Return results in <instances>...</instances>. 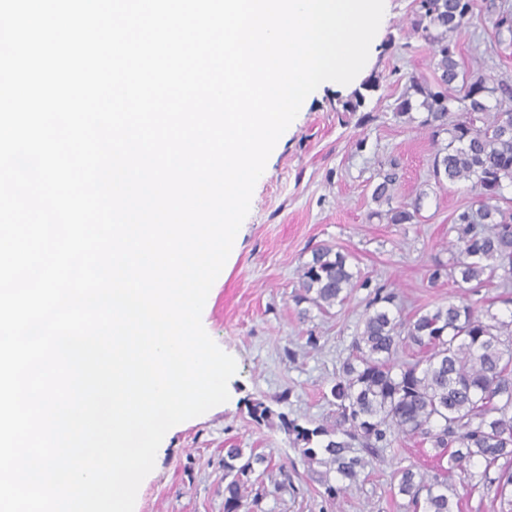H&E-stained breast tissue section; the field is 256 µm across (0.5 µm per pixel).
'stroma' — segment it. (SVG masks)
Returning <instances> with one entry per match:
<instances>
[{"instance_id": "obj_1", "label": "stroma", "mask_w": 512, "mask_h": 512, "mask_svg": "<svg viewBox=\"0 0 512 512\" xmlns=\"http://www.w3.org/2000/svg\"><path fill=\"white\" fill-rule=\"evenodd\" d=\"M414 9V0H389L387 19L370 47L366 68L382 77L366 101L371 121L362 125L358 114L337 111L336 90L326 87L278 140L255 184L238 248L202 312L207 333L238 365L228 385L230 399L164 437L134 512H224V451L232 447L254 449L270 462L239 512H406L391 475L409 467L425 470L433 448L395 439L384 451L385 464L331 500L279 424H256L247 404L261 400L315 425L334 411L327 394L371 295L369 288L358 289L329 313L314 310L300 319L294 300L298 273L318 245L348 253L372 286L398 292L405 314L465 293L476 306L512 316L511 307L496 301L497 283L477 288L427 279L428 266L449 257L454 211L470 205L474 193L463 184L436 183L428 130L392 116L409 75L433 74L428 46L409 33ZM457 60L468 71L512 76V44L497 43L488 19L462 36ZM393 158L399 163L394 197L388 204L374 201L378 173ZM413 202L419 209L411 223L377 217L389 204ZM277 481L285 488L275 494Z\"/></svg>"}]
</instances>
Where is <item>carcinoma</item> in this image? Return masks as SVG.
<instances>
[{
	"instance_id": "1",
	"label": "carcinoma",
	"mask_w": 512,
	"mask_h": 512,
	"mask_svg": "<svg viewBox=\"0 0 512 512\" xmlns=\"http://www.w3.org/2000/svg\"><path fill=\"white\" fill-rule=\"evenodd\" d=\"M411 32L430 47L433 77L411 75L393 117L419 122L430 130L436 150L432 174L437 182L468 184L475 201L453 217L448 262L434 261L429 282L443 278L479 285L497 281L512 288V209L500 205L512 187V79H492L459 69L454 35L475 24L474 0H416ZM498 38L512 41V5L489 0ZM381 76L372 73L347 96L336 99V111L358 112L366 93L379 89ZM460 84L459 95L448 94ZM423 111L421 120L414 112ZM448 134L445 145L438 144ZM397 164L382 175L373 190L377 201H390L397 182ZM389 224H409L415 217L405 206L383 214ZM369 280L354 268L349 255L320 245L312 250L299 274L296 303L307 318L310 308L327 313L344 305ZM417 347L411 362L399 353ZM329 402L334 420L308 427L275 412L261 401L248 404L251 419L260 424L278 418L307 468L315 465L338 473L347 485L336 487L321 476L324 494L334 500L357 485L370 460L402 435L440 449L431 473L411 468L397 475V494L408 498L409 512H462L448 477L459 471L475 478L499 467L495 500L499 512H512V318L504 320L486 308L478 310L467 297L402 316L397 292L379 287L352 336ZM262 454L227 448L224 454V512H238L252 491L251 475Z\"/></svg>"
}]
</instances>
